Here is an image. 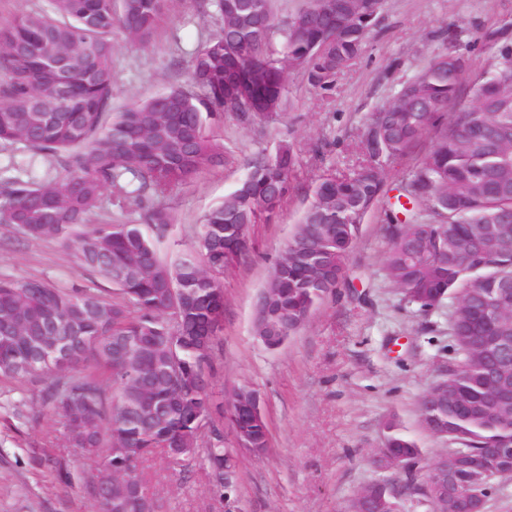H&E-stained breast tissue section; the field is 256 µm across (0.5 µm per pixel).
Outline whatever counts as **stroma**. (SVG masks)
I'll return each mask as SVG.
<instances>
[{"mask_svg":"<svg viewBox=\"0 0 512 512\" xmlns=\"http://www.w3.org/2000/svg\"><path fill=\"white\" fill-rule=\"evenodd\" d=\"M221 25L201 0H166L165 16L147 43L114 31L113 109L185 84L189 51ZM500 27L512 28V0H383L361 55L330 87L292 70L278 121L246 123L225 113L215 130L223 167L173 186L163 198L173 221L161 250L171 256L193 248L203 215L240 181L246 157L274 153L284 140L298 156L295 188L279 218L251 227L250 257L224 275V330L214 344V392L256 389L268 446L257 457L238 455L234 485L223 494L203 455L179 464L154 459L144 476L162 512H349L363 487L389 476L373 463L388 424L416 442L424 461L448 448L447 439L424 427L419 412L420 398L452 356L448 309L423 312L390 281L382 209L360 228L347 288L317 305L278 349H267L254 335V308L315 181L357 170L370 113L444 52L468 48L465 78L473 80L496 55L480 34ZM0 278L81 285L106 301L116 299L58 241L27 237L10 224H0ZM47 386L42 378L0 377V512H94L95 463L67 446L62 423L43 403ZM63 460L70 466L67 480L57 473Z\"/></svg>","mask_w":512,"mask_h":512,"instance_id":"obj_1","label":"stroma"}]
</instances>
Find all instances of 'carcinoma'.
I'll list each match as a JSON object with an SVG mask.
<instances>
[{
  "mask_svg": "<svg viewBox=\"0 0 512 512\" xmlns=\"http://www.w3.org/2000/svg\"><path fill=\"white\" fill-rule=\"evenodd\" d=\"M221 17L220 31L191 53L189 84L120 112L112 111V35L123 30L147 42L165 0H45L39 9L0 25V144H20L31 157L50 159L53 173L0 171V223L24 235L51 238L74 252L79 266L112 287L123 303H107L87 288H57L41 280L0 278V376L45 378L54 415L63 420L69 446L99 462L98 472H128L137 496L115 503L95 487V512H157L156 492L143 464L161 452L172 463L205 448V460L224 487L228 450L216 421L224 402L210 387L209 370L224 317V272L251 253L243 227L270 224L294 190V149L244 160L236 189L203 216L195 246L170 259L156 243L172 223L157 203L175 184L224 166L214 130L224 113L244 122L279 117L288 69L327 87L360 54L373 19L324 15L307 2L286 26L273 0H205ZM283 34L281 56L269 51ZM480 40L497 47L495 62L469 87L470 102L448 113L462 85L468 58L435 57L401 86L393 101L373 112L363 132L365 159L352 175L328 174L311 189L290 237L295 259L277 261L264 287L266 327L296 334L312 310L346 281L361 224L386 199L389 247L385 268L409 302L424 311L447 299L466 304L512 281V235L505 243L483 240L495 215L512 211V187L503 193L495 176L512 182V37L487 30ZM70 58L65 84L45 57ZM233 77L224 87V72ZM481 123L504 146L483 150L469 141ZM427 133L431 146L408 181L384 190L388 163L406 156ZM115 188L142 211L140 224H102L81 232ZM428 203L433 221L413 213ZM38 331L65 353L45 363L25 336ZM449 331L456 359L448 366V402L421 414L437 434L483 456L512 444V414L492 403L479 345L486 336H512V317L481 306L452 309ZM133 345L136 375L128 372ZM108 371L105 387L89 366ZM259 394L248 385L234 392L235 417L249 447L268 445L256 420ZM387 448L420 461L421 449L391 424ZM126 455H113L115 447Z\"/></svg>",
  "mask_w": 512,
  "mask_h": 512,
  "instance_id": "carcinoma-1",
  "label": "carcinoma"
}]
</instances>
